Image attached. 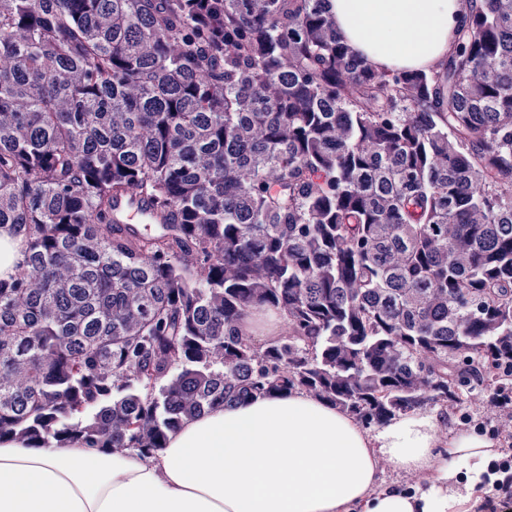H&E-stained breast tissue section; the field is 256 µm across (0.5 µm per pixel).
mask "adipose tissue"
I'll return each instance as SVG.
<instances>
[{"label": "adipose tissue", "mask_w": 512, "mask_h": 512, "mask_svg": "<svg viewBox=\"0 0 512 512\" xmlns=\"http://www.w3.org/2000/svg\"><path fill=\"white\" fill-rule=\"evenodd\" d=\"M340 40L377 69L440 67L468 0H332ZM413 412L368 432L304 392L228 405L143 456L79 442H0V512H459L495 444ZM434 472L414 492L381 489L384 464Z\"/></svg>", "instance_id": "obj_1"}]
</instances>
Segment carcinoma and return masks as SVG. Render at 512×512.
Wrapping results in <instances>:
<instances>
[{
	"label": "carcinoma",
	"mask_w": 512,
	"mask_h": 512,
	"mask_svg": "<svg viewBox=\"0 0 512 512\" xmlns=\"http://www.w3.org/2000/svg\"><path fill=\"white\" fill-rule=\"evenodd\" d=\"M1 228L0 439L155 454L290 391L369 425L512 404V0L413 71L330 0H0ZM7 229L0 231V273L11 269L17 262H22L23 255L19 252L16 244L11 242Z\"/></svg>",
	"instance_id": "obj_1"
}]
</instances>
